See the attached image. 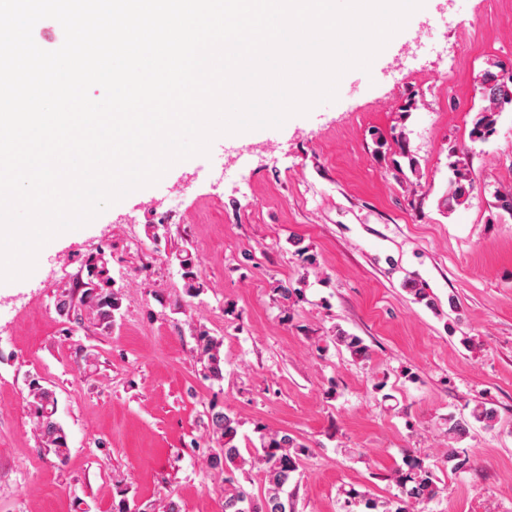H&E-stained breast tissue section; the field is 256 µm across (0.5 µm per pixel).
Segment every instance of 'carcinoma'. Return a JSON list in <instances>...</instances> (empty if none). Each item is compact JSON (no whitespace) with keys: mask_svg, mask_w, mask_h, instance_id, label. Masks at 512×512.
Instances as JSON below:
<instances>
[{"mask_svg":"<svg viewBox=\"0 0 512 512\" xmlns=\"http://www.w3.org/2000/svg\"><path fill=\"white\" fill-rule=\"evenodd\" d=\"M503 68V64L494 62L481 75L480 90L485 105L473 119L470 139L474 142L488 141L496 132L500 112L506 106H512V74L508 79H503ZM466 156L467 152L463 149L453 150L449 154L452 158L449 162L451 176L447 191L440 199V206L448 212L465 204L475 189ZM494 199V208L499 213L512 216V188L495 190ZM180 265L187 293H199L203 283L195 261L185 255L181 257ZM87 270L88 279L83 283L79 305H74L70 296L62 295L57 300L56 310L59 315L68 318L80 309L97 323L109 325L121 307V294L113 288L109 261L102 254L92 255L88 258ZM302 284V280L297 287L286 282L277 283L273 288L276 300L288 304L302 301ZM194 339L195 352L203 365L204 376L213 381H223V339L211 335L203 327L195 329ZM334 341L336 346L350 354L354 362L366 363L371 358L369 346L364 340L339 326L336 327ZM56 403L52 389L37 381L32 382L28 405L34 429L43 448L63 463L69 455V443L64 428L55 418ZM206 418L207 431L216 447L203 449L202 456L210 469L223 475L224 512H296V500L288 493V486L298 481L301 475L303 459L309 454L307 445L286 430L267 429L260 437V446L253 448V454L246 457L238 446L241 421L237 415L211 404L206 410ZM475 424L486 430L496 427L498 413L490 402H477L468 418L448 415V438L464 437ZM470 463L469 455L455 448L448 449L438 463L426 464L409 458L405 461V467L390 475L397 494L391 498L377 499L353 487L343 488V508L345 512H415L417 506L426 507L441 497L440 468L458 473L468 469ZM254 468L259 469V491L256 494L246 489L240 481V477Z\"/></svg>","mask_w":512,"mask_h":512,"instance_id":"cac0c4a2","label":"carcinoma"}]
</instances>
